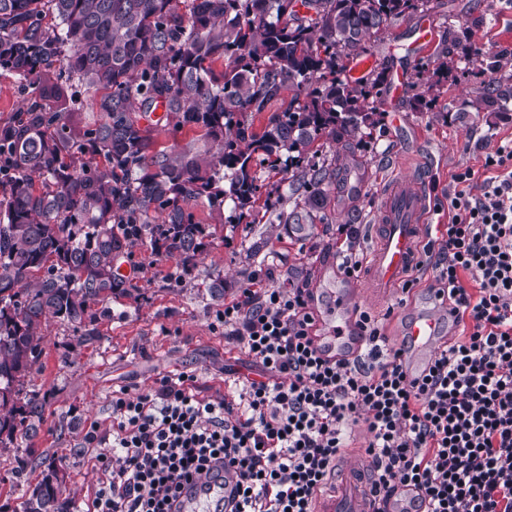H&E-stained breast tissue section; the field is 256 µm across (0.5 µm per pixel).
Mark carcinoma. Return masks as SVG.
<instances>
[{
  "label": "carcinoma",
  "mask_w": 512,
  "mask_h": 512,
  "mask_svg": "<svg viewBox=\"0 0 512 512\" xmlns=\"http://www.w3.org/2000/svg\"><path fill=\"white\" fill-rule=\"evenodd\" d=\"M420 10L429 0H0V69L21 81L17 108L0 119L1 448L43 422L45 396L28 385L43 321L97 340L112 300L143 297L120 273L133 247L192 271L211 236L194 206H225L238 224L259 198V170L281 164L295 171L288 192L267 194V210L296 233L324 220L343 157L324 147L344 146L360 168L390 82L381 64L352 80L345 61ZM470 40V28L448 25L436 70H452ZM73 81L93 91L91 125L57 105ZM286 90L288 105L255 130ZM510 100L512 75L469 106L498 112ZM187 126L204 131L207 149H154L158 128ZM72 508L45 476L23 502L24 512Z\"/></svg>",
  "instance_id": "1"
}]
</instances>
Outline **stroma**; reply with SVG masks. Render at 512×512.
<instances>
[{"label": "stroma", "mask_w": 512, "mask_h": 512, "mask_svg": "<svg viewBox=\"0 0 512 512\" xmlns=\"http://www.w3.org/2000/svg\"><path fill=\"white\" fill-rule=\"evenodd\" d=\"M432 3L429 12L393 20L381 38L368 43L377 59L404 66L406 82L428 87L429 102L415 105L407 89L397 100L388 92L378 98L384 126L375 154L360 171L357 199L344 201L331 193L324 221L302 238L289 236L286 226L260 204L254 222L242 224L226 223L224 214L197 206V218L211 225L214 234L191 273L179 274L174 259L150 263L142 249H134L136 267L130 275L145 296L114 301L111 318L97 324L99 341L77 343L71 325L56 318L43 323L44 352L31 374L33 387L47 395L43 422L35 439L22 441L16 449H0V505L22 512L28 485L41 478L38 460L48 456L62 459L64 494L76 512H86L100 473L94 466L95 450L85 444L84 434L91 422L110 424L113 391L145 388L161 376L192 371L205 394L223 392L224 367L235 363L240 352L212 323L225 299L262 265L272 268L276 282H306L316 293L325 288H364V278H345L338 268L336 227L356 225L361 249L372 254L365 229L375 217L379 188L387 179L419 169L430 180L432 223L450 221L448 190L455 174L469 167L480 169L489 144L512 137V106L481 114L467 109L472 90L493 79L485 71V56H495L503 74H512V7L501 0ZM450 19L471 26L476 55L446 76L417 74L420 57L412 45L416 32L424 25L433 27L435 38L427 53L438 56L448 48L443 33ZM218 278L224 281V295L215 298L209 286ZM427 292L423 283L405 300L390 296L364 301L363 306L374 315H387L388 332L394 335L403 316L420 306Z\"/></svg>", "instance_id": "obj_1"}]
</instances>
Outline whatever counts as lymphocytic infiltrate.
I'll return each mask as SVG.
<instances>
[{
  "instance_id": "1",
  "label": "lymphocytic infiltrate",
  "mask_w": 512,
  "mask_h": 512,
  "mask_svg": "<svg viewBox=\"0 0 512 512\" xmlns=\"http://www.w3.org/2000/svg\"><path fill=\"white\" fill-rule=\"evenodd\" d=\"M454 182L433 287L455 330L421 378L366 312L363 351L325 357L306 284L254 273L217 321L260 379L208 396L183 371L113 392L109 428L85 435L102 474L92 512H173L184 481L226 466L227 512H312L360 423L376 491L414 486L425 512H512V139Z\"/></svg>"
}]
</instances>
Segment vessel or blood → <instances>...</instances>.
<instances>
[{
  "label": "vessel or blood",
  "mask_w": 512,
  "mask_h": 512,
  "mask_svg": "<svg viewBox=\"0 0 512 512\" xmlns=\"http://www.w3.org/2000/svg\"><path fill=\"white\" fill-rule=\"evenodd\" d=\"M431 213L425 181L417 176H397L380 190V207L370 235L375 243L369 276V291L382 296L398 288L416 266L420 242ZM360 303L352 291L331 293L316 314L320 334L317 342L327 355L350 358L358 354L364 339L356 325L355 310ZM405 353L404 369L414 376L434 358L442 346L440 325L435 317L414 315L399 330ZM236 493V478L221 472L186 483L175 504L177 512H219ZM370 483L348 474L344 487L322 497L316 512H375L384 506ZM388 506L390 512H422L419 495L409 487H398Z\"/></svg>",
  "instance_id": "b4317fda"
}]
</instances>
